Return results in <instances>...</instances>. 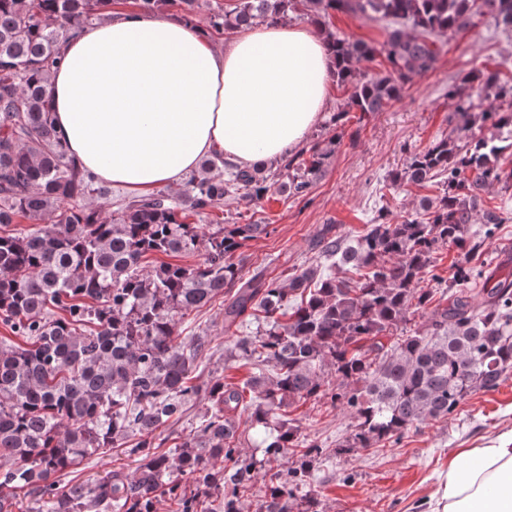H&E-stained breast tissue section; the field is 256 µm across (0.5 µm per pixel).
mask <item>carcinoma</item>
<instances>
[{"instance_id": "obj_1", "label": "carcinoma", "mask_w": 512, "mask_h": 512, "mask_svg": "<svg viewBox=\"0 0 512 512\" xmlns=\"http://www.w3.org/2000/svg\"><path fill=\"white\" fill-rule=\"evenodd\" d=\"M110 0H0V512H241L260 474L270 475L260 512H293L325 449L301 438L283 409L328 399L356 420L340 445L374 448L429 421H444L466 397L496 389L512 373V274L455 265L434 272L450 246L474 255L506 218L486 209L482 234L470 224L483 192L512 188V78L477 70L448 89L454 127L410 154L393 183L441 185L423 212L396 223L377 218L351 240L323 233L328 265H299L246 278L233 261L265 224L207 218L224 198L262 200L274 189L300 199L321 175L350 113L364 117L396 101L407 82L436 67L434 37L489 17L512 35V0H236L210 26L230 31L277 24L303 9L332 45L336 82L350 90L333 114L336 137L285 155L275 169L207 160L179 194L162 191L110 202L109 189L78 168L57 139L48 107L51 74L67 33L99 18ZM334 13L386 23L381 45L336 35ZM385 55L390 69L368 76L357 63ZM492 138H470L477 122ZM28 221L17 229L19 220ZM200 252L195 265L146 266L149 254ZM357 278L340 279L335 270ZM434 285H425V275ZM447 302L433 304L440 288ZM224 296V333L256 324L224 345V359L252 366L240 385L213 372L193 383L207 336L178 340L186 315ZM430 311L425 332L399 336L409 317ZM334 375L335 380L328 379ZM191 401L203 407L169 450L157 434ZM262 435L263 456L241 437ZM119 449L136 467L83 479L87 459Z\"/></svg>"}]
</instances>
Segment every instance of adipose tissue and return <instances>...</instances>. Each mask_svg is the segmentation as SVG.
I'll list each match as a JSON object with an SVG mask.
<instances>
[{"instance_id": "ef3b65f1", "label": "adipose tissue", "mask_w": 512, "mask_h": 512, "mask_svg": "<svg viewBox=\"0 0 512 512\" xmlns=\"http://www.w3.org/2000/svg\"><path fill=\"white\" fill-rule=\"evenodd\" d=\"M48 99L77 165L141 194L179 187L200 161L269 165L326 107L329 47L315 25H259L215 47L172 15L115 7L70 32ZM429 512H512V435L449 461Z\"/></svg>"}]
</instances>
